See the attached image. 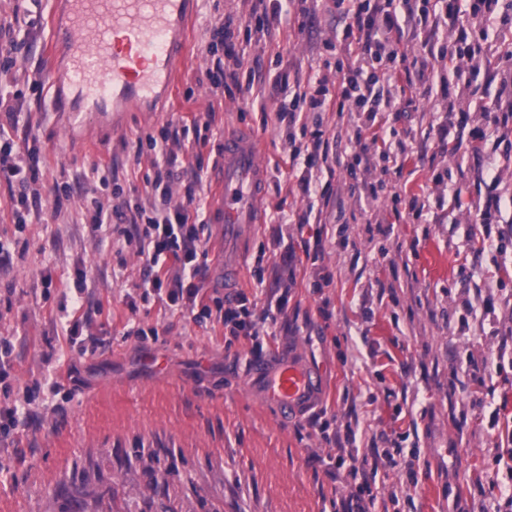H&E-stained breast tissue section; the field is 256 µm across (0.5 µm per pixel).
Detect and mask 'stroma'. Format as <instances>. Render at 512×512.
Listing matches in <instances>:
<instances>
[{
	"label": "stroma",
	"mask_w": 512,
	"mask_h": 512,
	"mask_svg": "<svg viewBox=\"0 0 512 512\" xmlns=\"http://www.w3.org/2000/svg\"><path fill=\"white\" fill-rule=\"evenodd\" d=\"M192 10L170 89L111 123L51 105L44 77L51 0H0V18L28 44L11 73L0 75V91L23 107L10 135L17 150L38 145L48 164L36 185L40 219L24 232L16 231L10 189L0 184V239L18 242L11 264L0 267V331L16 339L20 380L49 376L51 357L78 369L62 381L70 393L63 411L45 409L42 426L18 451L0 452V512H343L350 502L348 479L324 472L328 446L317 428L306 419L280 422L247 390L248 344L225 347L221 331L157 305L130 315L121 298L139 283L141 263L132 251L117 252L110 229L90 235L79 209L95 161L111 162L127 198L144 197L154 156L137 154L138 139L206 115L208 142L178 151L177 162L199 164L208 207L225 134L247 128L261 137L268 185L259 222L237 249V289L261 306L273 289L288 290L276 347L326 365L319 407L337 432L354 424L356 441L346 452L390 451L393 462L379 466L373 486L376 512H496L500 497L512 495V475L493 463L496 448L512 447V366L479 386L467 365L496 361L499 334L512 331V249L499 252L480 234L478 205L489 187L472 155L448 154L431 129L446 105L440 78L447 63L403 122L410 135L393 188L367 204L351 195L344 166L322 173L330 203L321 214L323 253L314 261L303 243L312 231L297 226L308 202L284 162L288 136L274 126L271 81L281 70L303 83L317 72L334 75L343 44L333 4L307 0L282 9L269 35L246 25L248 0H194ZM228 16L238 19L235 53L222 61L243 85L233 93L207 80L204 52L212 25ZM435 167L447 170L446 184L432 183ZM396 192L438 196L443 204L417 219L396 212ZM384 225L391 234L381 233ZM341 227L344 247L336 243ZM80 263L90 269L89 293L104 306L94 317L104 352L94 358L68 344L52 314L58 299L44 297L41 283L43 267L65 281ZM325 275L329 283L314 290ZM489 285L496 312L486 317L477 292ZM324 303L327 319L318 312ZM463 315L470 323L464 334ZM131 317L160 331L142 356L125 334ZM495 410L502 420L493 431Z\"/></svg>",
	"instance_id": "obj_1"
}]
</instances>
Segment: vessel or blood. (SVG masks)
Returning a JSON list of instances; mask_svg holds the SVG:
<instances>
[{"mask_svg":"<svg viewBox=\"0 0 512 512\" xmlns=\"http://www.w3.org/2000/svg\"><path fill=\"white\" fill-rule=\"evenodd\" d=\"M66 21L54 25L68 64L49 67V85L68 88L69 110L105 112L152 102L169 85L183 52L189 0H66ZM258 135L224 138L220 195L212 210L224 245L238 244L258 222L257 204L267 172ZM326 369L311 358L282 350L250 358L248 387L283 421L316 408Z\"/></svg>","mask_w":512,"mask_h":512,"instance_id":"1","label":"vessel or blood"}]
</instances>
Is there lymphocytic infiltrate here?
Segmentation results:
<instances>
[{
  "label": "lymphocytic infiltrate",
  "instance_id": "f902f5d3",
  "mask_svg": "<svg viewBox=\"0 0 512 512\" xmlns=\"http://www.w3.org/2000/svg\"><path fill=\"white\" fill-rule=\"evenodd\" d=\"M333 6L342 28L345 53L336 62L335 79L313 76L304 88L294 89L289 73L282 72L273 83L275 92L290 94L277 106V124L308 134L311 139L307 147L289 140L287 155L296 188L310 201L315 200L321 186V163L328 158L330 139L322 127H308L307 113L353 112L356 149L348 171L370 167L377 155L385 162L384 174L398 175L402 166L391 146L403 144L408 131L401 128L400 122L412 110L414 93L434 60H447L449 71L458 76L478 73L495 59L512 60L511 44H499L483 57L477 56L472 47L474 40L486 39L489 29L512 28V0H443L437 8L431 6L430 0H333ZM407 20L428 32L442 26L451 28L450 45L438 50L428 46L423 54H409L403 27ZM471 106V111L461 110L457 96L448 97L444 116L436 125V136L449 151H459L467 143L476 153L488 132H512V77L501 79L494 101L475 99ZM474 111L480 113L482 124L472 128L468 121ZM199 129L200 122L195 119L165 125L159 135L147 136L148 151L160 156L161 161L155 166L153 178L146 181L145 201L132 206L120 199L118 204L107 206L97 197H88L92 211L89 227L96 233L103 226H111L118 235V246H134L142 261L140 283L122 299L132 315L127 322V335L141 343L147 341V332L137 326L133 315L141 306L157 303L165 311L195 323L222 326L232 340H246L251 345V355L259 356L275 338L273 328L288 307L287 294L277 295L259 308L241 292L229 298L216 290L207 291L210 226L206 212L195 204L201 181L188 186L184 202L172 200L175 174L171 165L175 152L190 144L191 133ZM44 166L38 146L24 152L15 150L11 137L0 126V182L13 188L10 210L17 230H24L32 216L39 213L37 195L30 186L38 182ZM87 278L86 266L75 268L74 293L69 302L60 303L58 311L66 321L68 341L85 342L87 353L94 356L100 354L102 343L93 331L91 313L84 306ZM13 349L12 337L0 335L1 444L15 443L22 432L38 428L42 418L41 393H60L62 379L72 377L76 371L72 365L63 371L55 370L47 385L37 380L17 384ZM323 462L328 474L343 469L356 480L353 498L357 512H367V504L375 502L376 496L364 479V466L347 463L339 447L328 449Z\"/></svg>",
  "mask_w": 512,
  "mask_h": 512
}]
</instances>
